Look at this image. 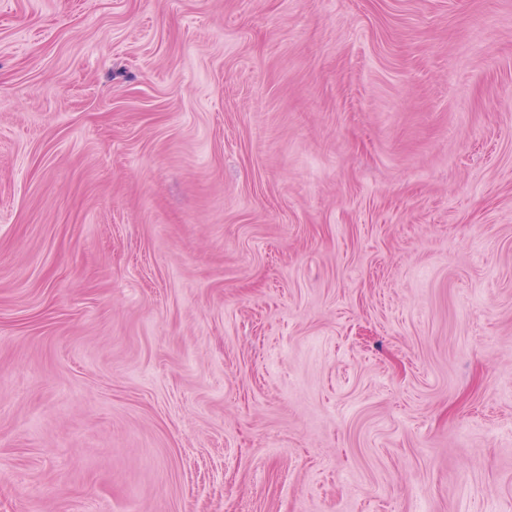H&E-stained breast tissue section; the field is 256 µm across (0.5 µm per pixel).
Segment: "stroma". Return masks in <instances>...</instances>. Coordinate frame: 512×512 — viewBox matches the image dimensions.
I'll return each mask as SVG.
<instances>
[{
    "instance_id": "stroma-1",
    "label": "stroma",
    "mask_w": 512,
    "mask_h": 512,
    "mask_svg": "<svg viewBox=\"0 0 512 512\" xmlns=\"http://www.w3.org/2000/svg\"><path fill=\"white\" fill-rule=\"evenodd\" d=\"M0 512H512V0H0Z\"/></svg>"
}]
</instances>
